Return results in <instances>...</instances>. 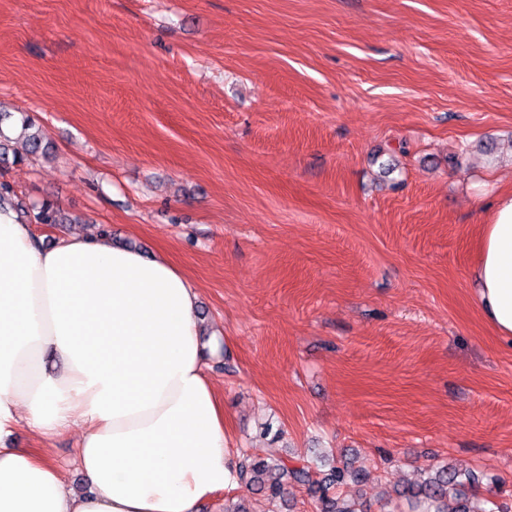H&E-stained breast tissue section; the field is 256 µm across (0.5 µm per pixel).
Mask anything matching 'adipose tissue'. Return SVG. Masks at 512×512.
<instances>
[{
	"label": "adipose tissue",
	"mask_w": 512,
	"mask_h": 512,
	"mask_svg": "<svg viewBox=\"0 0 512 512\" xmlns=\"http://www.w3.org/2000/svg\"><path fill=\"white\" fill-rule=\"evenodd\" d=\"M470 277L482 316L512 340V193L498 196ZM197 291L165 254L70 234L46 247L0 210V512H200L236 486L209 376ZM80 426L90 489L46 449L4 445Z\"/></svg>",
	"instance_id": "1"
}]
</instances>
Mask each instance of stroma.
<instances>
[{"mask_svg":"<svg viewBox=\"0 0 512 512\" xmlns=\"http://www.w3.org/2000/svg\"><path fill=\"white\" fill-rule=\"evenodd\" d=\"M22 204L165 253L230 357L233 454L356 458L366 512L440 464L512 493V342L470 271L512 191V0H0ZM76 431L48 447L88 491ZM21 133L18 137H22L25 147V155H33L39 151H43L42 136L35 123L27 116H23L20 119ZM25 155L19 152L12 154V163H21L25 159Z\"/></svg>","mask_w":512,"mask_h":512,"instance_id":"obj_1","label":"stroma"}]
</instances>
